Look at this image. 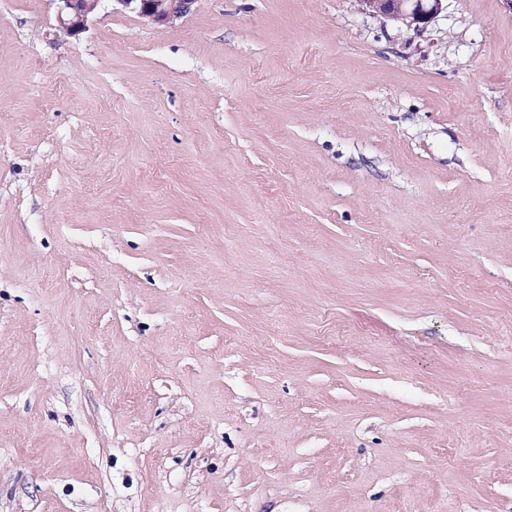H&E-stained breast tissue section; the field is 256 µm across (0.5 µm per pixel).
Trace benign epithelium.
Returning <instances> with one entry per match:
<instances>
[{"instance_id":"7a95c632","label":"benign epithelium","mask_w":512,"mask_h":512,"mask_svg":"<svg viewBox=\"0 0 512 512\" xmlns=\"http://www.w3.org/2000/svg\"><path fill=\"white\" fill-rule=\"evenodd\" d=\"M56 9L55 36L77 37L94 14L106 6L111 12H133L157 27H168L187 16L195 0H52ZM446 0H360L362 11L424 32L445 9Z\"/></svg>"}]
</instances>
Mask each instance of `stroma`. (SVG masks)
<instances>
[{
    "instance_id": "1",
    "label": "stroma",
    "mask_w": 512,
    "mask_h": 512,
    "mask_svg": "<svg viewBox=\"0 0 512 512\" xmlns=\"http://www.w3.org/2000/svg\"><path fill=\"white\" fill-rule=\"evenodd\" d=\"M0 0V512H512V9L173 26Z\"/></svg>"
}]
</instances>
